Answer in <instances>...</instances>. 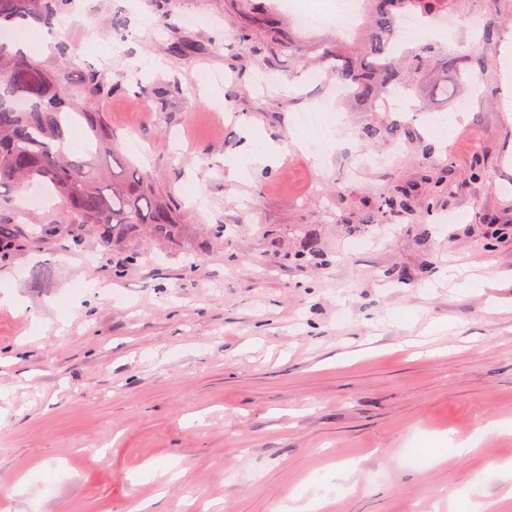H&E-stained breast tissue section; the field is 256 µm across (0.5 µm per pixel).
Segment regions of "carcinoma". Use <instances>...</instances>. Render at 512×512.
Listing matches in <instances>:
<instances>
[{"mask_svg": "<svg viewBox=\"0 0 512 512\" xmlns=\"http://www.w3.org/2000/svg\"><path fill=\"white\" fill-rule=\"evenodd\" d=\"M370 5L367 24L356 50L340 43L325 48L315 62L328 67L351 96L373 105L382 94L409 85L411 70L393 57V38L399 18L418 12L433 18L451 0H364ZM73 0H0V30H19L28 21L51 25L70 11ZM67 74L48 70L33 56L0 42V190L42 185L53 189L65 206L67 236L77 243L94 237L123 246L142 233L157 241L189 245L190 225L180 222L174 204L146 174L120 158V138L93 105L65 93ZM88 91L108 94L121 83H105L94 71L83 76ZM360 138L374 146L399 135V125L366 123ZM112 156V171L97 177L89 165L100 155ZM453 182L434 183L424 210L414 204L413 191L402 186L381 192L377 213L407 215L426 223L441 200L451 196ZM24 233L13 222H0V252ZM305 246L291 257L295 263L319 252L316 234L301 230Z\"/></svg>", "mask_w": 512, "mask_h": 512, "instance_id": "1", "label": "carcinoma"}]
</instances>
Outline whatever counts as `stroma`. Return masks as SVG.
<instances>
[{
    "instance_id": "obj_1",
    "label": "stroma",
    "mask_w": 512,
    "mask_h": 512,
    "mask_svg": "<svg viewBox=\"0 0 512 512\" xmlns=\"http://www.w3.org/2000/svg\"><path fill=\"white\" fill-rule=\"evenodd\" d=\"M489 8L458 0L455 26L429 41L482 71L478 85L419 70L407 104L421 118L397 157L346 183L335 162L296 155L289 115L322 106L356 161L358 126L395 115L323 104L335 77L267 63L282 32L329 45L336 22L296 27L278 0H75L67 57L39 61L141 143L122 156L190 223L226 233L195 253L145 237L77 245L61 209H21L15 192L0 202L32 232L0 262L19 301L0 303V512H453L455 492L512 512V238L490 235L512 225V25L486 34ZM199 11L209 25L191 22ZM488 38L499 53L483 69ZM177 41L202 50L174 55ZM92 69L141 84L92 97ZM263 73L276 85L257 87ZM249 129L284 159L239 182L224 160ZM440 169L454 193L432 223L381 218L380 238L349 249L345 222ZM305 226L321 251L286 264ZM131 248L143 258L129 267ZM467 439L475 451L456 455Z\"/></svg>"
}]
</instances>
